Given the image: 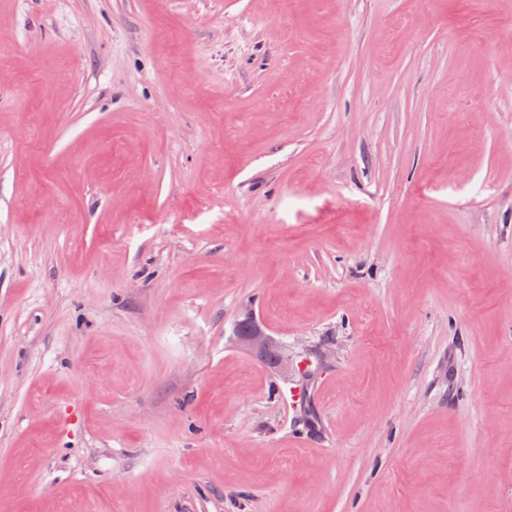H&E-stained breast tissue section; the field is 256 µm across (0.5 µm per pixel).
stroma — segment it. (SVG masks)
Wrapping results in <instances>:
<instances>
[{
    "label": "stroma",
    "mask_w": 512,
    "mask_h": 512,
    "mask_svg": "<svg viewBox=\"0 0 512 512\" xmlns=\"http://www.w3.org/2000/svg\"><path fill=\"white\" fill-rule=\"evenodd\" d=\"M507 17L0 0V512H512ZM242 322H248L251 325V330L246 336H242L239 331V326ZM235 336H240V340L243 344L261 356H266L267 352L270 350V334L255 321L250 311L246 312L243 319L236 324Z\"/></svg>",
    "instance_id": "stroma-1"
}]
</instances>
